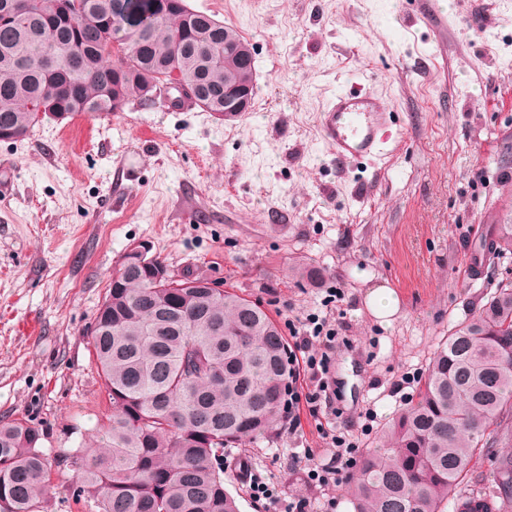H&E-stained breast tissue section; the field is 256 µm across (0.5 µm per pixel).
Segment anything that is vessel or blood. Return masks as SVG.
Instances as JSON below:
<instances>
[{
  "instance_id": "b4317fda",
  "label": "vessel or blood",
  "mask_w": 512,
  "mask_h": 512,
  "mask_svg": "<svg viewBox=\"0 0 512 512\" xmlns=\"http://www.w3.org/2000/svg\"><path fill=\"white\" fill-rule=\"evenodd\" d=\"M389 109L369 93L338 89L323 109L322 140L342 159L362 161L382 157L391 125Z\"/></svg>"
}]
</instances>
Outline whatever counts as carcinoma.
Here are the masks:
<instances>
[{
  "instance_id": "carcinoma-1",
  "label": "carcinoma",
  "mask_w": 512,
  "mask_h": 512,
  "mask_svg": "<svg viewBox=\"0 0 512 512\" xmlns=\"http://www.w3.org/2000/svg\"><path fill=\"white\" fill-rule=\"evenodd\" d=\"M0 0V130L19 139L45 118L112 113V98L146 100L178 74L224 119V83L248 81V42L232 27L174 0L171 12L120 46L132 0H72L69 17L33 0L21 16ZM57 64L44 65L47 53ZM512 255V215L474 243L479 268ZM210 277L164 261L121 262L90 332L112 413L73 458L76 498L88 512H239L224 487V449L270 436L295 374L274 317ZM512 416V283L457 322L414 397L362 456L355 512H512V454H495ZM40 431L0 423V512H47L52 462ZM492 460L493 479L475 470Z\"/></svg>"
}]
</instances>
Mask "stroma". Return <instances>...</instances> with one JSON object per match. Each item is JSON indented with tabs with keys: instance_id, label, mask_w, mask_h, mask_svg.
<instances>
[{
	"instance_id": "stroma-1",
	"label": "stroma",
	"mask_w": 512,
	"mask_h": 512,
	"mask_svg": "<svg viewBox=\"0 0 512 512\" xmlns=\"http://www.w3.org/2000/svg\"><path fill=\"white\" fill-rule=\"evenodd\" d=\"M185 2L250 43L249 112L220 122L133 100L0 142V420L38 428L58 461L49 512H85L69 459L112 411L88 334L122 256L145 242L170 270L259 302L284 335L315 318L336 329L332 349L313 348L335 410L225 449L224 480L240 512L301 495L354 512L350 483L311 486L308 461L329 462L330 434L360 455L379 446L451 327L512 281V258L471 264L489 216L512 212V0H439L427 25L402 0ZM349 71L394 113L390 158L340 160L320 137ZM379 285L399 300L387 320L366 302ZM30 317L39 334L17 335Z\"/></svg>"
}]
</instances>
